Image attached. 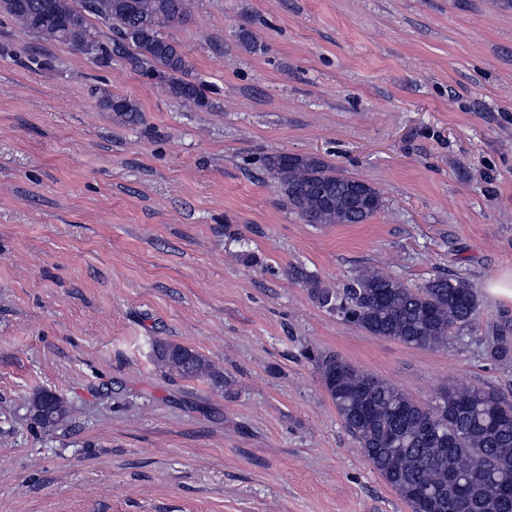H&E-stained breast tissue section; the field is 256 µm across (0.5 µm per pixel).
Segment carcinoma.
I'll return each instance as SVG.
<instances>
[{"label":"carcinoma","instance_id":"obj_1","mask_svg":"<svg viewBox=\"0 0 512 512\" xmlns=\"http://www.w3.org/2000/svg\"><path fill=\"white\" fill-rule=\"evenodd\" d=\"M188 0H0V11L45 40L78 50L93 44L107 62L123 58L172 98L210 107L204 84L187 79L189 63L163 25L187 15ZM113 33L111 45L97 41L90 18ZM102 106L124 123L141 120L130 99L106 93ZM263 166L288 209L308 224H361L384 205L378 190L344 175L316 155L271 154ZM311 299L344 322L374 336L437 349L455 328L475 327L478 300L458 277L437 276L409 288L378 268L366 267L341 288L302 276ZM156 364L185 379H205L232 395V383L203 354L171 341L153 349ZM323 389L345 428L371 466L407 503L411 512H512V405L476 385L443 390L420 405L395 384L364 373L332 353L309 355ZM25 416L44 433L67 428L72 410L48 389L29 395Z\"/></svg>","mask_w":512,"mask_h":512}]
</instances>
